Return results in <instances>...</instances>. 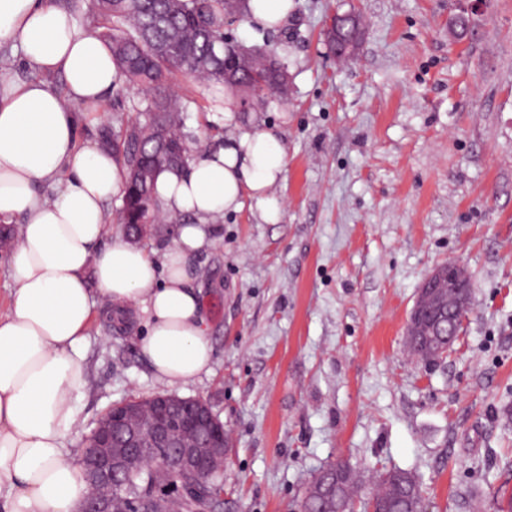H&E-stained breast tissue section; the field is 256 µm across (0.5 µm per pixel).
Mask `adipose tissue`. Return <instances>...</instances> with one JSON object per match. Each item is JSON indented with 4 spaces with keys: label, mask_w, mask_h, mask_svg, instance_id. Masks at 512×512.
Segmentation results:
<instances>
[{
    "label": "adipose tissue",
    "mask_w": 512,
    "mask_h": 512,
    "mask_svg": "<svg viewBox=\"0 0 512 512\" xmlns=\"http://www.w3.org/2000/svg\"><path fill=\"white\" fill-rule=\"evenodd\" d=\"M23 51L33 80L0 76V222L21 217L8 266L16 288L0 316V512H78L87 493L68 457L75 398L86 383L88 331L100 301L141 317L139 346L155 377L184 387L214 349L188 257L209 248L224 213L256 201L281 215L272 188L287 155L271 132H244L163 171L155 192L185 216L162 260L112 237L105 207L124 172L112 150L81 142L78 119L118 82L110 47L52 0H0V45ZM61 75L62 87L48 78ZM49 184L53 197L39 192Z\"/></svg>",
    "instance_id": "obj_1"
}]
</instances>
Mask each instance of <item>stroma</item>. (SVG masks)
Masks as SVG:
<instances>
[{"label":"stroma","instance_id":"stroma-1","mask_svg":"<svg viewBox=\"0 0 512 512\" xmlns=\"http://www.w3.org/2000/svg\"><path fill=\"white\" fill-rule=\"evenodd\" d=\"M294 3L280 29L224 28L272 51L287 95L256 106L205 84L174 88L189 102L192 151L223 145L228 112L287 151L279 223L246 201L188 258L215 354L178 394L224 423V512H300L311 476L336 462L367 480L410 471L427 512H497L512 495V0ZM348 11L363 36L342 64L325 28ZM144 99L114 88L103 115L82 114L81 141L101 142ZM449 261L473 281L471 308L452 350L428 364L409 351L407 321ZM143 332L93 320L72 458L114 403L163 392Z\"/></svg>","mask_w":512,"mask_h":512}]
</instances>
